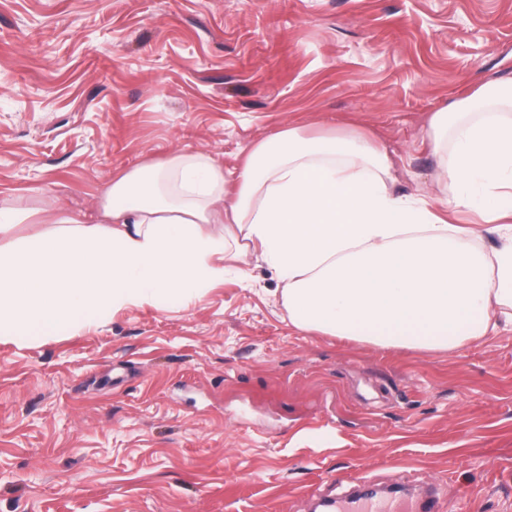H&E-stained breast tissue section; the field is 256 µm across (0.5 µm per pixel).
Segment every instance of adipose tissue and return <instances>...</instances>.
Segmentation results:
<instances>
[{
    "label": "adipose tissue",
    "mask_w": 512,
    "mask_h": 512,
    "mask_svg": "<svg viewBox=\"0 0 512 512\" xmlns=\"http://www.w3.org/2000/svg\"><path fill=\"white\" fill-rule=\"evenodd\" d=\"M427 140L438 210L394 193L385 149L357 131L285 127L231 180L203 152L144 164L113 180L97 219L57 213L50 232L0 245V336L223 281L212 224L259 249L298 330L442 351L512 328V83L435 112Z\"/></svg>",
    "instance_id": "1"
}]
</instances>
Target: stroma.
<instances>
[{"mask_svg": "<svg viewBox=\"0 0 512 512\" xmlns=\"http://www.w3.org/2000/svg\"><path fill=\"white\" fill-rule=\"evenodd\" d=\"M512 80V0H0V207L361 130L440 204L434 112ZM187 303L0 336V512H308L361 478L512 512V332L453 351L302 332L259 253Z\"/></svg>", "mask_w": 512, "mask_h": 512, "instance_id": "35a3bbf8", "label": "stroma"}]
</instances>
